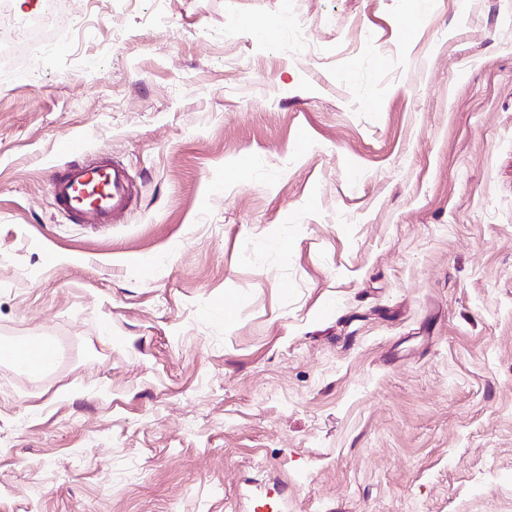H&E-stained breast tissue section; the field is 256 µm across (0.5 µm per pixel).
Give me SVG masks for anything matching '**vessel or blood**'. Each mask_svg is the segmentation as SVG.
<instances>
[{
    "label": "vessel or blood",
    "mask_w": 512,
    "mask_h": 512,
    "mask_svg": "<svg viewBox=\"0 0 512 512\" xmlns=\"http://www.w3.org/2000/svg\"><path fill=\"white\" fill-rule=\"evenodd\" d=\"M63 150L68 157L63 170L54 177L51 192L54 204L72 219L93 214L98 223H111L114 216L126 212L132 202L131 180L125 167L117 163L97 165L84 162L86 146L82 140L67 141ZM12 348L16 355L41 350L43 362L55 364V346L39 347L35 337L15 339Z\"/></svg>",
    "instance_id": "b4317fda"
}]
</instances>
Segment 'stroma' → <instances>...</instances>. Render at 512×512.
Masks as SVG:
<instances>
[{
	"label": "stroma",
	"mask_w": 512,
	"mask_h": 512,
	"mask_svg": "<svg viewBox=\"0 0 512 512\" xmlns=\"http://www.w3.org/2000/svg\"><path fill=\"white\" fill-rule=\"evenodd\" d=\"M66 5L0 77V339L59 351L0 363V512H512V0ZM71 159L54 177L51 192L54 204L72 219L80 220L88 213L99 224H111L113 217L126 212L132 202L131 180L125 167L118 163L89 164L81 160L86 146L80 139H71L63 145ZM94 198L87 196L93 186ZM12 343L7 340H2L0 342V355L6 351L13 348L15 352V356H9L4 359H19V356H22L28 352L35 350L38 347V341L34 336H28L23 338H17ZM42 356L43 363L41 358L37 354H30L26 358L19 359L16 363L22 364L27 370L33 372H40L42 369V364L44 367H47L51 364V367L55 364L58 356L57 349L55 346L48 344L47 347L42 348Z\"/></svg>",
	"instance_id": "obj_1"
}]
</instances>
